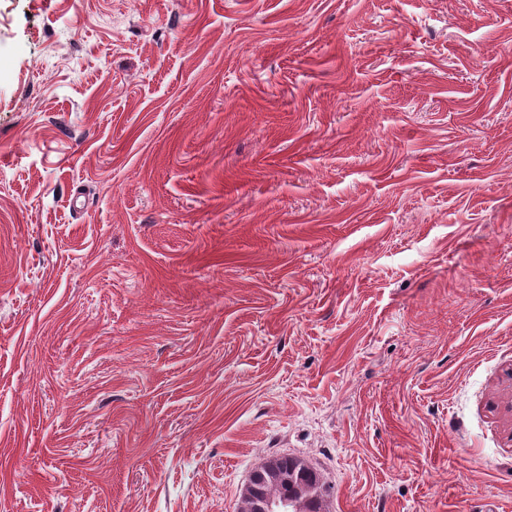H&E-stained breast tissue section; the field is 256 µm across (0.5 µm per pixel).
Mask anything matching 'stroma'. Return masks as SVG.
Wrapping results in <instances>:
<instances>
[{
  "label": "stroma",
  "mask_w": 512,
  "mask_h": 512,
  "mask_svg": "<svg viewBox=\"0 0 512 512\" xmlns=\"http://www.w3.org/2000/svg\"><path fill=\"white\" fill-rule=\"evenodd\" d=\"M512 512V0H0V512ZM274 470L267 472L268 465L255 471L258 474L257 486L259 494L252 501L246 502L241 512H293L298 507H293L288 498L284 495H298L302 493L307 498L302 511L300 512H324L323 501L327 493V486L322 482L321 475L304 460L282 456L275 459ZM254 472V473H255ZM271 496L280 498H269ZM268 498L263 505L261 503ZM261 505V510H257Z\"/></svg>",
  "instance_id": "obj_1"
}]
</instances>
